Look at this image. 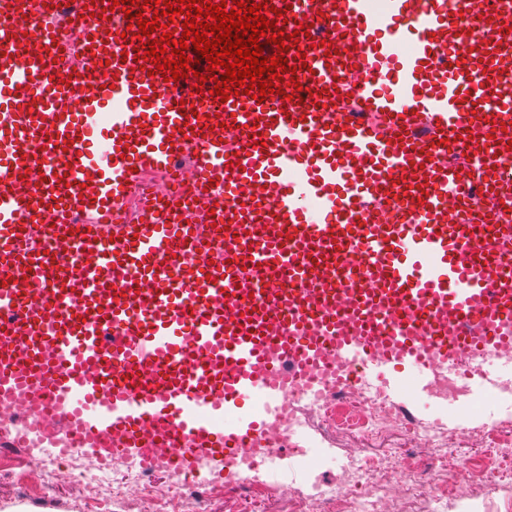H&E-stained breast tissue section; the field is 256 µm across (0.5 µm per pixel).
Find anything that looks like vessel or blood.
<instances>
[{
  "label": "vessel or blood",
  "mask_w": 512,
  "mask_h": 512,
  "mask_svg": "<svg viewBox=\"0 0 512 512\" xmlns=\"http://www.w3.org/2000/svg\"><path fill=\"white\" fill-rule=\"evenodd\" d=\"M267 3L289 42L264 53L295 82L216 114L153 75L128 20L153 6L72 0L77 30L44 0H0L1 448L182 474L253 448L259 467L269 437L293 438L284 394L320 397L337 364L423 374L512 348V206L475 244L512 165V42L492 18L466 29L472 0ZM340 32L361 50L340 54ZM466 130L488 165L442 162ZM186 156L187 207L152 203L145 174ZM348 250L362 263L340 289Z\"/></svg>",
  "instance_id": "obj_1"
}]
</instances>
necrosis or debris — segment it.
Instances as JSON below:
<instances>
[{
  "instance_id": "1",
  "label": "necrosis or debris",
  "mask_w": 512,
  "mask_h": 512,
  "mask_svg": "<svg viewBox=\"0 0 512 512\" xmlns=\"http://www.w3.org/2000/svg\"><path fill=\"white\" fill-rule=\"evenodd\" d=\"M289 428L317 426L344 444L335 480L326 481L320 465L311 463L308 449H267L270 464L290 455L305 466L308 485L297 488L279 482L287 512H456L464 496L484 498L512 484V424L486 423L477 427H445L406 416L384 388L367 381L339 378L322 398L305 401L301 390L289 391L284 416ZM401 429L405 445L386 454L368 448L391 429ZM244 449L236 465L238 495L234 512H272L269 499L251 494L255 475ZM150 474L132 459L111 468L94 466L74 475L78 489L101 487L119 493L124 480L138 486L146 508L166 497L171 512H211L202 489L210 486L207 473L196 471L171 487L149 483Z\"/></svg>"
}]
</instances>
